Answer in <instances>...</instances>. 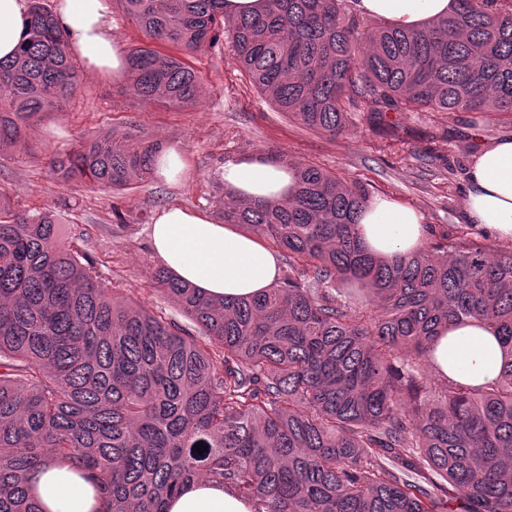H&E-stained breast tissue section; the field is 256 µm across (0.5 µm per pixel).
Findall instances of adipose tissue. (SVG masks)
Wrapping results in <instances>:
<instances>
[{"label": "adipose tissue", "mask_w": 512, "mask_h": 512, "mask_svg": "<svg viewBox=\"0 0 512 512\" xmlns=\"http://www.w3.org/2000/svg\"><path fill=\"white\" fill-rule=\"evenodd\" d=\"M454 0H357L364 17L417 28L449 13ZM111 0H57L55 13L71 53L99 76L127 73L126 56L106 18ZM28 0H0V59L13 58L28 31ZM227 192L254 203L293 195L296 170L276 161L245 157L225 162L219 172ZM465 210L470 223L497 239L512 240V138L478 151L466 174ZM359 235L378 255L409 254L423 242V216L415 208L377 197L359 217ZM152 249L181 281L215 299L249 297L272 287L281 276L280 258L234 228L215 223L206 213L170 206L150 227ZM433 366L440 376L480 385L495 379L502 365L497 339L465 327L445 332L435 344ZM31 485L47 512H92L94 491L68 467L47 462ZM169 512H254L252 503L233 491L201 480L170 501Z\"/></svg>", "instance_id": "1"}]
</instances>
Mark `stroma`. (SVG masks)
Instances as JSON below:
<instances>
[{
    "mask_svg": "<svg viewBox=\"0 0 512 512\" xmlns=\"http://www.w3.org/2000/svg\"><path fill=\"white\" fill-rule=\"evenodd\" d=\"M189 62L203 84L193 104L145 101L126 79L86 72L74 99L42 114L25 145L0 150V199L17 211H60L64 238L81 247L106 283L127 299L192 329V322L153 286L160 262L152 252L150 226L159 210L175 204L220 220L223 190L216 174L226 161L246 156L323 167L363 185L370 197L414 207L436 228L487 238V231L466 219L465 173L479 150L512 138V121L493 114L421 110L386 113L379 125L359 109L350 113L346 131L331 137L279 112L250 83L226 44L197 52ZM133 125L162 147L184 149L187 167L180 179L152 178L116 194L95 184L61 183L48 166L51 155L68 149L80 135L119 136Z\"/></svg>",
    "mask_w": 512,
    "mask_h": 512,
    "instance_id": "obj_1",
    "label": "stroma"
}]
</instances>
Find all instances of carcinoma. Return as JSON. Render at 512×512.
Listing matches in <instances>:
<instances>
[{
  "label": "carcinoma",
  "mask_w": 512,
  "mask_h": 512,
  "mask_svg": "<svg viewBox=\"0 0 512 512\" xmlns=\"http://www.w3.org/2000/svg\"><path fill=\"white\" fill-rule=\"evenodd\" d=\"M145 41L127 54L145 101L200 92L185 54L225 42L278 111L336 136L367 104L385 112H487L512 121V0H457L416 29L364 27L348 0H119ZM0 60V145L80 90L49 0ZM147 133L98 134L53 157L67 182L124 191L153 176ZM294 196L244 203L224 223L285 256L255 297L213 300L159 269L154 287L197 326L117 296L50 208L0 201V512H42L33 475L52 460L95 492L94 512H168L208 480L254 512H512V247L426 227L422 249L368 251L369 195L298 165ZM477 327L503 364L481 385L434 371V342ZM207 446L198 454L195 443Z\"/></svg>",
  "instance_id": "carcinoma-1"
}]
</instances>
